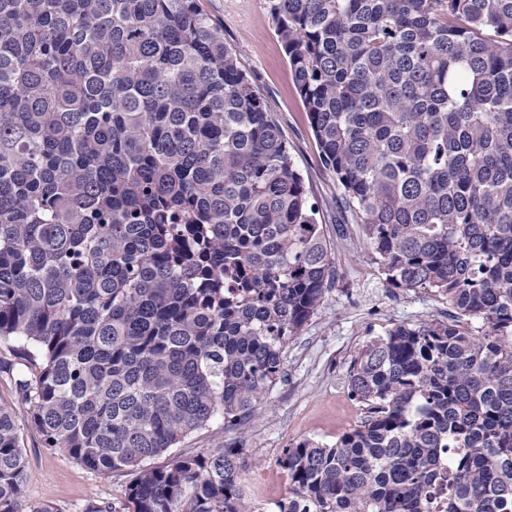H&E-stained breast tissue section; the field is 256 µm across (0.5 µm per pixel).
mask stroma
<instances>
[{"label": "stroma", "mask_w": 512, "mask_h": 512, "mask_svg": "<svg viewBox=\"0 0 512 512\" xmlns=\"http://www.w3.org/2000/svg\"><path fill=\"white\" fill-rule=\"evenodd\" d=\"M197 6L235 52L240 69L282 130L319 204L336 276L316 313L289 342L284 374L267 392L258 414L240 427L215 419L150 464L166 466L182 452L206 453L220 445L236 448L246 465L245 489L255 512H269L267 482L278 471L284 448L310 438L331 445L359 424L363 410L349 396L348 379L351 363L366 341L399 324L447 318L450 309L446 299L429 291L392 287L361 243L336 177L320 161L288 56L274 32L268 0H197ZM0 402L14 408L20 426L27 461L22 508L47 503L54 512H82L93 499L121 504L128 473L95 472L63 449L47 447L30 422L28 405L4 375Z\"/></svg>", "instance_id": "35a3bbf8"}]
</instances>
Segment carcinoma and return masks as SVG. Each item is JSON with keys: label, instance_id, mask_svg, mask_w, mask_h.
I'll return each mask as SVG.
<instances>
[{"label": "carcinoma", "instance_id": "cac0c4a2", "mask_svg": "<svg viewBox=\"0 0 512 512\" xmlns=\"http://www.w3.org/2000/svg\"><path fill=\"white\" fill-rule=\"evenodd\" d=\"M362 243L455 316L370 338L363 406L283 449L273 512H512V0H269ZM319 206L195 0H0V342L50 448L121 510L254 512L232 448L334 277ZM481 326L473 331L468 321ZM26 461L0 404V512Z\"/></svg>", "mask_w": 512, "mask_h": 512}]
</instances>
